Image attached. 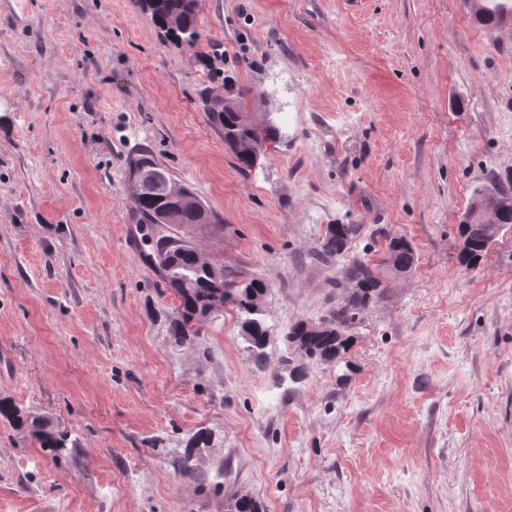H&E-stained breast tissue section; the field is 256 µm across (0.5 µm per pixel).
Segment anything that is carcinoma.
Listing matches in <instances>:
<instances>
[{"label": "carcinoma", "instance_id": "cac0c4a2", "mask_svg": "<svg viewBox=\"0 0 512 512\" xmlns=\"http://www.w3.org/2000/svg\"><path fill=\"white\" fill-rule=\"evenodd\" d=\"M198 0L189 5L182 0H157L151 10V18L163 36L176 44L193 47L200 38L197 29ZM512 15V0H483L478 6L475 19L487 28H493L501 19ZM202 109L212 126L224 137V141L235 139L240 148L233 152L237 167L249 172L256 167L258 156L263 154L266 143H276L281 139L280 128L272 121L258 125H246L240 121L241 103L234 98L212 93V88L200 91ZM486 193L500 198L499 221L512 224V181L494 182L476 192V196ZM197 194L186 190L183 198H159L155 194L144 193L132 199L134 219L144 230L143 242L150 251L144 253L149 261L158 265L163 284L178 298L174 317L170 319L167 334L175 347H192L202 353L204 334L201 327L211 316L224 313L229 308L236 311L241 324L246 350L253 362L263 368H271L275 377L284 372L294 379H302L308 374V365L291 364V359L282 356L274 364L270 363L267 347L270 336L264 311L256 308L255 298L265 295L267 284L255 277L214 263L207 267L197 258L192 243L180 235V231L201 223L199 209L194 204ZM172 212L176 224L166 229L168 237L177 241L168 261L158 259L152 239L157 233L155 220L159 212ZM359 227L355 224H338L325 234L320 256L341 259L348 253L350 244L357 237ZM389 259L396 262L414 264L415 250L409 246H390ZM344 276L356 280V288L319 321V327H311L308 321H297L288 328L285 341L294 350L301 352L316 364H337L348 353L351 336L348 328L357 320L373 300L381 294L379 280L361 263H353L344 270ZM0 415L23 429L32 427V432L40 446L55 457L66 456L71 452L68 433L51 426L45 419L28 420L13 405L0 401ZM212 436L200 430L186 443L182 452L176 455L173 466L183 476L194 478L198 474V456L203 448L210 447Z\"/></svg>", "mask_w": 512, "mask_h": 512}]
</instances>
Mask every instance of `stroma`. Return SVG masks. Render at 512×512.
Wrapping results in <instances>:
<instances>
[{"instance_id": "obj_1", "label": "stroma", "mask_w": 512, "mask_h": 512, "mask_svg": "<svg viewBox=\"0 0 512 512\" xmlns=\"http://www.w3.org/2000/svg\"><path fill=\"white\" fill-rule=\"evenodd\" d=\"M188 48L138 0H0V398L76 446L57 458L0 417V512H512V224L457 262L475 190L512 177V28L468 0H200ZM210 86L282 138L244 174L199 106ZM148 150L220 216L184 235L268 284L270 359L298 320L382 293L335 365L279 380L232 310L208 347L167 337L178 300L143 256L128 161ZM406 238L408 274L385 263ZM212 433L200 473L172 459ZM334 225L336 227L325 234L319 255L323 258L336 257L339 260L348 253L350 244L359 233V227L356 224Z\"/></svg>"}]
</instances>
